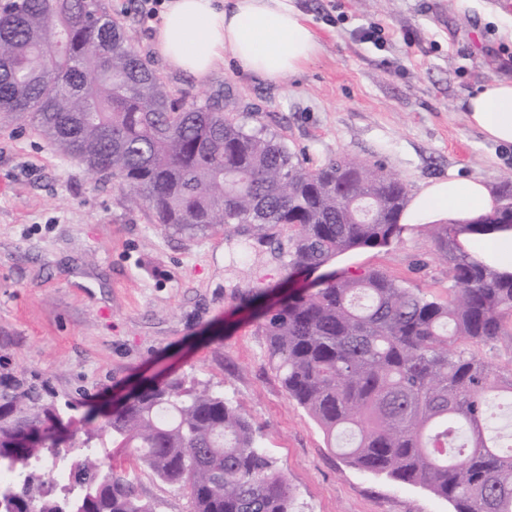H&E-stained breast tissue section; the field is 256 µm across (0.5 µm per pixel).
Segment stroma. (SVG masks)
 Returning a JSON list of instances; mask_svg holds the SVG:
<instances>
[{
    "label": "stroma",
    "instance_id": "35a3bbf8",
    "mask_svg": "<svg viewBox=\"0 0 512 512\" xmlns=\"http://www.w3.org/2000/svg\"><path fill=\"white\" fill-rule=\"evenodd\" d=\"M176 91L217 99L318 167L344 156L384 166L415 193L429 181L512 173V146L469 124L467 97L512 80V41L489 12L455 0H295L320 43L301 71L271 82L225 54L203 79L171 69L156 21L105 0ZM380 27V41L361 37ZM281 229L265 246L247 227L187 237L161 230L111 182L62 156L29 123L0 127V373L39 382L83 419L138 379L174 369L223 391L260 428L296 495V512H452L430 490L354 467L271 370L259 310L303 286L289 278ZM446 299L448 268L425 232L341 258ZM155 512H189L182 488L140 473Z\"/></svg>",
    "mask_w": 512,
    "mask_h": 512
}]
</instances>
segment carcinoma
I'll list each match as a JSON object with an SVG mask.
<instances>
[{
    "instance_id": "carcinoma-1",
    "label": "carcinoma",
    "mask_w": 512,
    "mask_h": 512,
    "mask_svg": "<svg viewBox=\"0 0 512 512\" xmlns=\"http://www.w3.org/2000/svg\"><path fill=\"white\" fill-rule=\"evenodd\" d=\"M28 117L65 156L111 180L178 234L249 224L292 229L288 277L403 232L404 184L380 166L310 168L277 136L215 103L188 101L136 51L104 0H0V125ZM430 232L452 282L439 300L380 269L320 277L260 325L288 396L358 468L429 488L453 512H512V274ZM132 465H114L106 445ZM83 449L77 456L67 449ZM145 469L190 512H295L294 494L241 408L171 372L85 428L40 388L0 374V512H155Z\"/></svg>"
}]
</instances>
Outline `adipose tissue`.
I'll return each mask as SVG.
<instances>
[{"label": "adipose tissue", "instance_id": "ef3b65f1", "mask_svg": "<svg viewBox=\"0 0 512 512\" xmlns=\"http://www.w3.org/2000/svg\"><path fill=\"white\" fill-rule=\"evenodd\" d=\"M157 46L177 71L207 76L229 52L242 73L270 81L300 71L320 48L315 31L291 0H168ZM466 112L470 125L488 140L512 145V81L485 84L469 97ZM497 206L482 180L438 179L421 186L400 222L456 227L465 251L512 273V229H472Z\"/></svg>", "mask_w": 512, "mask_h": 512}]
</instances>
